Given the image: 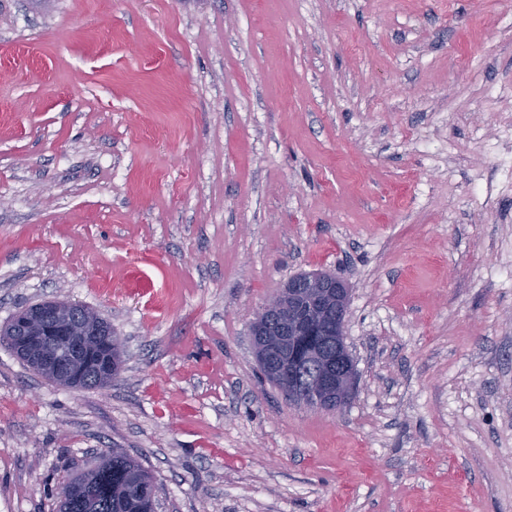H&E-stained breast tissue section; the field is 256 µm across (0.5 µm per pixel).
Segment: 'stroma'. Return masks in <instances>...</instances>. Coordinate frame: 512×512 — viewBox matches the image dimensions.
I'll return each mask as SVG.
<instances>
[{
	"instance_id": "1",
	"label": "stroma",
	"mask_w": 512,
	"mask_h": 512,
	"mask_svg": "<svg viewBox=\"0 0 512 512\" xmlns=\"http://www.w3.org/2000/svg\"><path fill=\"white\" fill-rule=\"evenodd\" d=\"M317 271L332 411L251 336ZM56 298L125 366L0 342V512L112 448L157 512H512V0H0V328ZM345 291L340 278L326 273L290 278L284 294L265 304L258 322L252 327V336H275L267 343L271 347L281 345L288 337L291 344L298 345L304 336H313L318 327L336 328V370L319 348L310 349L305 356L313 369L310 389L301 387L295 370L287 365L274 372L288 399L294 403L338 410L353 394L355 373L342 366L348 353L344 334L348 313ZM98 317V327L90 335L89 343L82 358V371L80 379L86 388L94 386V380L98 373L105 368L110 359L108 342L112 336V379L117 377L123 365V347L120 336H116L112 326Z\"/></svg>"
}]
</instances>
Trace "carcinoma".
<instances>
[{"mask_svg": "<svg viewBox=\"0 0 512 512\" xmlns=\"http://www.w3.org/2000/svg\"><path fill=\"white\" fill-rule=\"evenodd\" d=\"M0 340L7 342L13 352L29 367L35 361L26 349L27 337L11 331L6 326L0 331ZM112 362V377H117L123 365L121 338L104 319H98L92 337L82 358L80 379L85 387L94 386L98 373ZM152 474L136 459L120 448L103 458L93 469L68 477L62 482V498L58 501L60 512H154L156 500L139 496L133 489L145 481H152Z\"/></svg>", "mask_w": 512, "mask_h": 512, "instance_id": "cac0c4a2", "label": "carcinoma"}]
</instances>
